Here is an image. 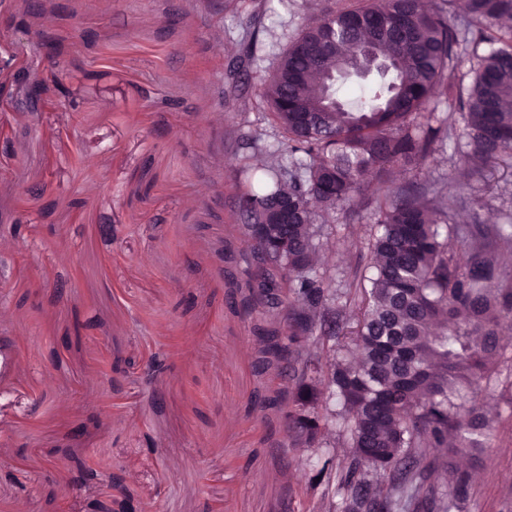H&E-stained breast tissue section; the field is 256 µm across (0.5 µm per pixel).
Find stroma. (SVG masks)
<instances>
[{
    "instance_id": "stroma-1",
    "label": "stroma",
    "mask_w": 512,
    "mask_h": 512,
    "mask_svg": "<svg viewBox=\"0 0 512 512\" xmlns=\"http://www.w3.org/2000/svg\"><path fill=\"white\" fill-rule=\"evenodd\" d=\"M0 0V25L23 21L17 69L63 80L60 105L29 119L0 99V336L14 346L0 376V512H91L131 491L142 512H325L323 487L276 417L248 414L259 387L253 321L228 302L245 281L236 165L252 155L241 121L271 131L259 93L271 67L311 16L296 0H265L260 64L225 90V72L257 0H52L80 4L71 21L91 43L53 64L40 44L55 11L23 16ZM227 53H219V46ZM44 184L18 202L21 188ZM477 187L481 219L512 210V163L488 166ZM82 208H73L74 200ZM111 236H103V226ZM333 249L321 270L367 261L374 229L330 219ZM98 317L80 343L63 342L75 318ZM162 370H152L154 360ZM491 449L471 470L467 512H512V375L493 383ZM87 432L80 449L125 478L73 486L49 465L61 432Z\"/></svg>"
}]
</instances>
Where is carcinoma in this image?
<instances>
[{
	"mask_svg": "<svg viewBox=\"0 0 512 512\" xmlns=\"http://www.w3.org/2000/svg\"><path fill=\"white\" fill-rule=\"evenodd\" d=\"M354 0L308 23L261 82L283 139L252 136L272 158L236 170L247 234L270 225L248 264L243 313L259 324L257 375L288 369L290 400L267 386L248 411L279 414L290 447L326 448L343 428L353 454L326 457L312 484L333 482L332 512H464L469 475L454 458L481 459L493 417L482 384L506 363L500 330L512 320V224L454 214L481 204L472 183L419 179L422 165L451 160L481 175L512 159V0ZM68 37L43 35L50 56ZM377 74L342 100L339 80ZM461 125L448 124L441 104ZM339 210L375 226L367 269L345 280L314 262L324 245L315 211ZM71 483L102 476L101 461L74 455ZM447 461L446 482L431 480Z\"/></svg>",
	"mask_w": 512,
	"mask_h": 512,
	"instance_id": "carcinoma-1",
	"label": "carcinoma"
}]
</instances>
